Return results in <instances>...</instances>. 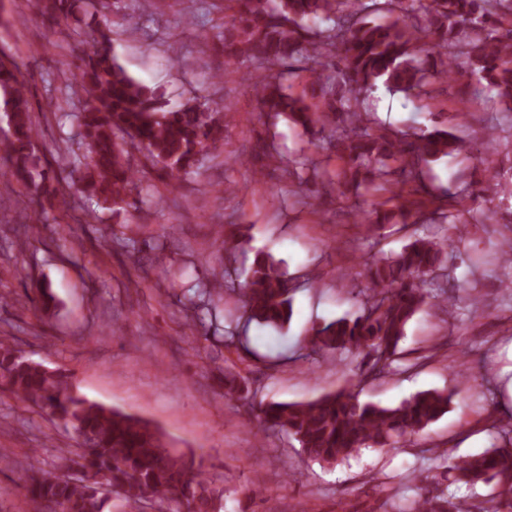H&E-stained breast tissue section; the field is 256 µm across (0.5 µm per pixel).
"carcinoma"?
Returning <instances> with one entry per match:
<instances>
[{
    "instance_id": "1",
    "label": "carcinoma",
    "mask_w": 512,
    "mask_h": 512,
    "mask_svg": "<svg viewBox=\"0 0 512 512\" xmlns=\"http://www.w3.org/2000/svg\"><path fill=\"white\" fill-rule=\"evenodd\" d=\"M233 13L217 33L216 47L234 67L249 62L262 69L253 91L262 108L283 115L312 133L329 132L327 144L347 154L350 184L358 190L387 191L401 200L403 217H427L446 224L438 205L426 214L396 192L416 180L420 165L465 151L470 144L435 126L406 140L372 133L363 126L361 96L378 80L412 94L429 79L448 73L459 55L485 81L492 98L512 106V0H229ZM35 17L47 28L76 17L83 0H34ZM396 15L389 23L370 17ZM76 87L83 94L79 115L86 149L81 192L114 206L137 188L136 172L117 142L122 135L146 151L173 185L198 168L204 150L223 139L224 126L201 103L178 108L131 77L112 54L103 28L81 42ZM303 59L337 69L336 80L314 74L310 93L285 92L283 75ZM0 102L11 114V135L0 142L11 173L33 178L39 157V129L21 64L0 59ZM452 242L417 239L403 250L368 264L371 287L360 313L313 328L304 339L313 353L340 352L369 369L351 375L348 387L306 402H270L261 408L258 430L278 427L298 441L311 459L333 464L363 448L395 446L437 421L448 410V394L418 392L398 406L359 399L353 388L395 361L407 323L431 304L452 313L456 299H431L425 285L445 270ZM292 286L280 262L255 255L248 271L244 307L248 319L282 327L292 316ZM0 385L28 408L58 417L71 429L75 447L57 456L47 470L27 469L26 498L34 512H104L105 479L124 502L142 509L149 502L166 512H220L224 479L208 476L201 456L165 446L149 422L82 396L61 369L47 370L6 342H0ZM227 395L248 393L247 378L224 374ZM463 483L494 485L487 512H512V449L490 448L445 466L440 480L414 501L410 512H481V506L448 494Z\"/></svg>"
}]
</instances>
